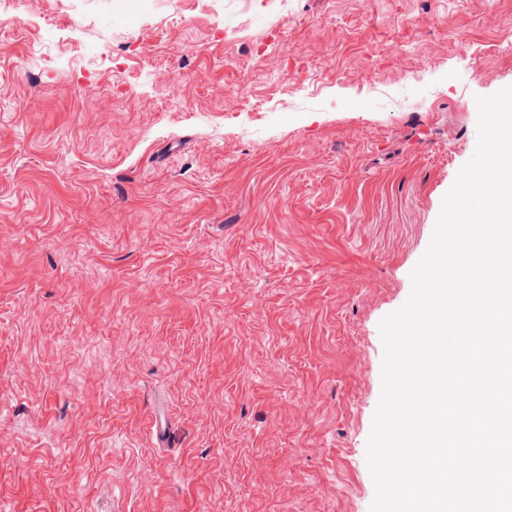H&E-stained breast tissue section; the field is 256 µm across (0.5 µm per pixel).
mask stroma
I'll return each instance as SVG.
<instances>
[{"mask_svg": "<svg viewBox=\"0 0 512 512\" xmlns=\"http://www.w3.org/2000/svg\"><path fill=\"white\" fill-rule=\"evenodd\" d=\"M507 86L512 0L0 16V512H370L379 323Z\"/></svg>", "mask_w": 512, "mask_h": 512, "instance_id": "35a3bbf8", "label": "stroma"}]
</instances>
